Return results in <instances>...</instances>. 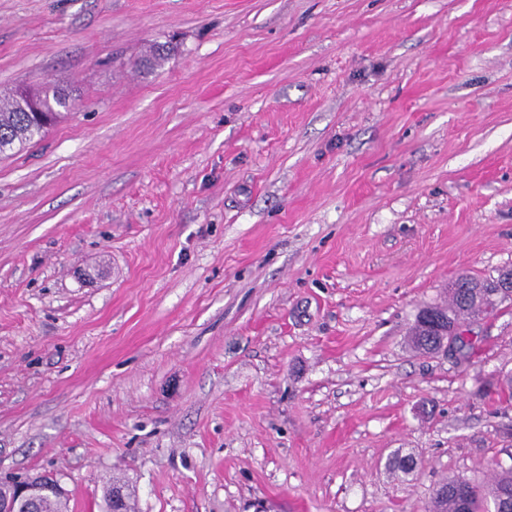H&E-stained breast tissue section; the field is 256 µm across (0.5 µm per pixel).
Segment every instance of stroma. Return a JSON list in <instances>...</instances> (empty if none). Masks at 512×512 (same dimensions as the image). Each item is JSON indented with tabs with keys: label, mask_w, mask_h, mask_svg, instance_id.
<instances>
[{
	"label": "stroma",
	"mask_w": 512,
	"mask_h": 512,
	"mask_svg": "<svg viewBox=\"0 0 512 512\" xmlns=\"http://www.w3.org/2000/svg\"><path fill=\"white\" fill-rule=\"evenodd\" d=\"M53 83L0 158V476L423 512L512 467V301L465 358L407 344L512 267V0H0V94ZM21 101L27 112H22L17 94L0 97V157L8 155L17 146L20 149L36 136L41 137L58 119L64 117L74 105L69 92L57 86H45L26 91ZM33 93V94H31ZM42 101V106L37 97ZM34 112H42L37 115ZM501 271V270H500ZM499 271V272H500ZM497 276L477 278L466 273L459 274L448 289V301L426 306L431 316L443 321V327L449 324L465 323L471 317L485 316L488 305L497 306L507 299L499 295V299L489 300L490 293L496 290ZM434 333L425 328V321L421 319L420 311L416 316L410 332V342L412 347L425 354H433L436 344Z\"/></svg>",
	"instance_id": "obj_1"
}]
</instances>
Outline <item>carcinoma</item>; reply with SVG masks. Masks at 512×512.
<instances>
[{
  "mask_svg": "<svg viewBox=\"0 0 512 512\" xmlns=\"http://www.w3.org/2000/svg\"><path fill=\"white\" fill-rule=\"evenodd\" d=\"M170 48L157 44L142 60L145 68L161 64ZM42 101L44 112H24L17 95L0 97V156L17 147H23L35 137L42 136L58 119L64 117L74 105L71 94L57 86H45L33 91ZM496 288V277L477 278L466 273L458 275L448 289V301L428 306L431 316L443 321V326L464 323L475 316L487 314L488 305L506 301L501 295L489 300ZM412 347L425 354L435 350L436 337L425 328V321L416 316L410 332ZM500 504V512H512V468L497 474L485 485H476L463 477L452 476L434 490L425 512H490Z\"/></svg>",
  "mask_w": 512,
  "mask_h": 512,
  "instance_id": "obj_1",
  "label": "carcinoma"
}]
</instances>
